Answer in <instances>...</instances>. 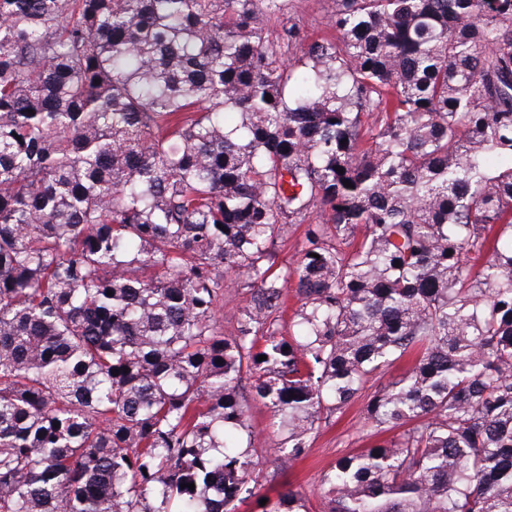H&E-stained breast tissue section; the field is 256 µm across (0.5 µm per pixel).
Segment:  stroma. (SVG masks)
<instances>
[{
    "mask_svg": "<svg viewBox=\"0 0 512 512\" xmlns=\"http://www.w3.org/2000/svg\"><path fill=\"white\" fill-rule=\"evenodd\" d=\"M333 7L334 0H288L284 13L271 17L268 25L275 28L290 21L308 38L328 37L332 34L328 20ZM402 370L403 365L398 362L370 379L340 417L332 418L329 424L312 434L305 455L294 462L275 450L271 413L261 400L253 397L250 385H243L242 394L249 407L253 433L252 454L260 470L262 493L273 497L292 488L304 494L310 512H324V474L339 458L387 439V432L367 424L365 407L370 396Z\"/></svg>",
    "mask_w": 512,
    "mask_h": 512,
    "instance_id": "35a3bbf8",
    "label": "stroma"
}]
</instances>
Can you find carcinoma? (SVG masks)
<instances>
[{
  "mask_svg": "<svg viewBox=\"0 0 512 512\" xmlns=\"http://www.w3.org/2000/svg\"><path fill=\"white\" fill-rule=\"evenodd\" d=\"M284 2L0 0V512H238L243 379L297 459L404 360L328 512H512V0ZM335 0H288L284 15L273 16L268 21L270 28L282 23H296L310 39L330 37L336 33L328 26V20ZM248 300V293L241 288L224 287V300L217 313V319L220 331L225 336H231L235 333L237 325L234 315L247 304Z\"/></svg>",
  "mask_w": 512,
  "mask_h": 512,
  "instance_id": "obj_1",
  "label": "carcinoma"
}]
</instances>
